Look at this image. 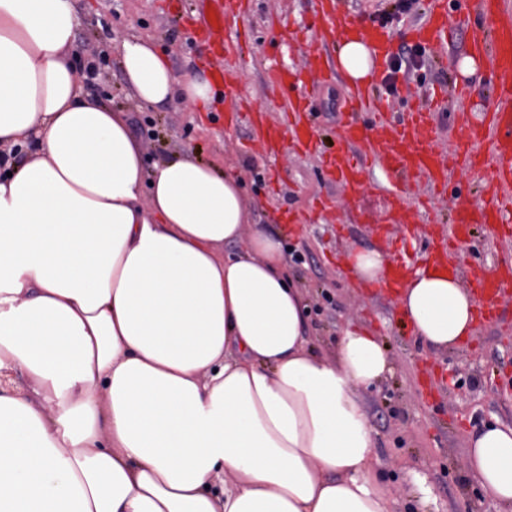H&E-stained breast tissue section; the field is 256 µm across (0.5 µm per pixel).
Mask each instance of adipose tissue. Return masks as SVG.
Returning <instances> with one entry per match:
<instances>
[{"label": "adipose tissue", "instance_id": "adipose-tissue-1", "mask_svg": "<svg viewBox=\"0 0 512 512\" xmlns=\"http://www.w3.org/2000/svg\"><path fill=\"white\" fill-rule=\"evenodd\" d=\"M74 0H0V512H392L360 393L391 370L349 329L305 345L282 241L242 180L183 156L147 163L122 113L76 87ZM140 104L206 111L151 37L123 39ZM351 81L370 48L342 40ZM431 350L474 333L476 297L444 266L398 295ZM23 371L24 394L12 374ZM483 498L512 512V426L472 434Z\"/></svg>", "mask_w": 512, "mask_h": 512}]
</instances>
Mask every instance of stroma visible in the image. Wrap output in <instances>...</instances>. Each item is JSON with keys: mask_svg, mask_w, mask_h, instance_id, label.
Returning a JSON list of instances; mask_svg holds the SVG:
<instances>
[{"mask_svg": "<svg viewBox=\"0 0 512 512\" xmlns=\"http://www.w3.org/2000/svg\"><path fill=\"white\" fill-rule=\"evenodd\" d=\"M75 7V50L81 59L102 47L110 49L99 65L98 80L77 72L81 94L134 121L131 134L147 161L191 151L217 171L240 173L253 223L266 225L306 254V263L289 264L288 271L311 310L309 348L333 354L350 325L389 347L392 371L366 393L365 403L376 438L378 474L394 488V512H420L414 484L418 476L433 498L430 512H499L495 502L482 498L461 462L467 435L475 427L492 419L512 425V288L502 298L495 320L477 321L474 336L459 348L435 353L423 348L411 328L401 323L395 299L355 280L348 262L349 254L373 248L388 253L395 264L427 251L442 231L436 215L448 214L463 197L473 204L486 200V193L473 186L475 173L464 175L462 183H449L446 194L417 213L415 223L391 226L383 222L386 206L377 168H370L367 193L354 205L340 199L336 186L327 182L318 157L291 150L284 115L277 110L266 74L275 64L304 65L310 0H241L245 20L229 34L243 47L242 56L226 61L241 95L282 130L280 148L269 157L250 149L252 127L228 123L234 103L223 95H215L207 112L194 111L179 100L144 108L133 101L116 50L121 39L132 35L152 36L176 75L214 76L206 45L173 15L171 0H75ZM274 21L297 29L299 42L289 48L277 45L270 29ZM467 37L464 27L449 30L448 61L443 66L427 61L421 70L427 83L461 81L458 62ZM350 86L340 70L315 94L322 152L338 147L335 130ZM453 261L479 271L512 264V223L497 244H486L478 235L460 244Z\"/></svg>", "mask_w": 512, "mask_h": 512, "instance_id": "35a3bbf8", "label": "stroma"}]
</instances>
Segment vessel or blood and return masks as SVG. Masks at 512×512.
<instances>
[{
    "label": "vessel or blood",
    "instance_id": "vessel-or-blood-1",
    "mask_svg": "<svg viewBox=\"0 0 512 512\" xmlns=\"http://www.w3.org/2000/svg\"><path fill=\"white\" fill-rule=\"evenodd\" d=\"M208 2L209 11L200 12L198 21L206 35H223L230 23L227 0ZM313 2L318 25L305 45L309 62L306 79H295L293 73L283 70L267 75L270 87L285 100L283 110L291 120L293 142L302 150L310 148L314 136L312 128L301 121L311 110L308 86L326 82L334 71L333 66L323 65L322 59L336 32L338 0ZM468 16L475 17L476 24L466 50L482 60L492 85V96L481 118H473L467 108L476 95L474 85L457 84L452 93L461 135L441 151L436 147L441 130L435 108L420 92H405L408 112L395 118L377 104L371 85L358 84L351 88L339 122L343 148L323 161L328 176L352 202L367 190L368 166L381 168L390 185L385 199L392 224L409 223L414 213L409 203L411 184L436 192L447 189L448 177L456 169L482 173L490 198L477 205L466 201L457 205L450 234L458 241L466 237L471 225L502 224L504 211L512 208V0H427L425 21L409 34L412 45L438 51L445 46L449 24ZM355 30L375 48L374 66L382 68L389 44L387 34L360 24ZM511 282L510 269L476 278L482 318H493Z\"/></svg>",
    "mask_w": 512,
    "mask_h": 512
}]
</instances>
